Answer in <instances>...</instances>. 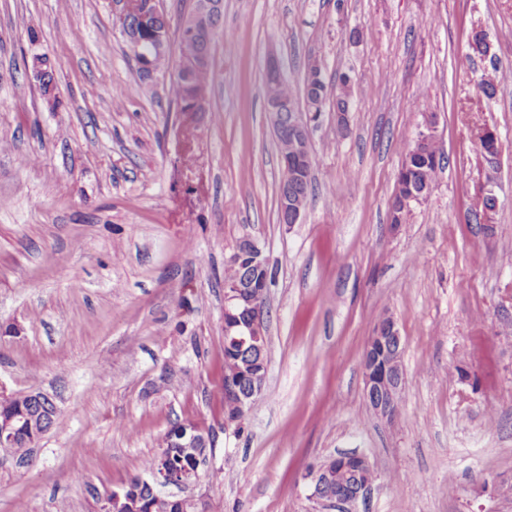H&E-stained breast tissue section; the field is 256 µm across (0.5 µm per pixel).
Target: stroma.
I'll use <instances>...</instances> for the list:
<instances>
[{
	"mask_svg": "<svg viewBox=\"0 0 512 512\" xmlns=\"http://www.w3.org/2000/svg\"><path fill=\"white\" fill-rule=\"evenodd\" d=\"M115 0H0V385L58 414L32 463L0 457V512H99L173 423L216 434L205 512H322L306 474L356 453L359 512H512V0H224L206 110L141 81ZM488 56L468 59L474 32ZM47 56L52 95L32 68ZM351 78L311 130L301 223L282 224L264 71ZM509 75L486 99L481 75ZM445 158L404 224L389 202L424 113ZM495 127L496 162L475 126ZM493 235L472 216L485 182ZM251 234L273 268L262 395L224 423V264ZM402 337L400 414L361 358L383 315Z\"/></svg>",
	"mask_w": 512,
	"mask_h": 512,
	"instance_id": "35a3bbf8",
	"label": "stroma"
}]
</instances>
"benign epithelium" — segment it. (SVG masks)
Instances as JSON below:
<instances>
[{
  "instance_id": "benign-epithelium-1",
  "label": "benign epithelium",
  "mask_w": 512,
  "mask_h": 512,
  "mask_svg": "<svg viewBox=\"0 0 512 512\" xmlns=\"http://www.w3.org/2000/svg\"><path fill=\"white\" fill-rule=\"evenodd\" d=\"M120 9L116 12L115 24L123 33H129L126 19L130 15H149L159 10L158 0H118ZM267 112L274 128L281 126L284 102L272 89L266 90ZM318 112H298L288 127L295 142V157H283L286 178L303 180L307 174L304 163L310 160L311 148L309 130L320 122ZM474 140L480 153L489 161L497 158L500 151L499 136L495 129L481 126L473 133ZM431 190V185L420 186L414 181L408 182V193L400 197V206L408 210L412 204L424 200ZM499 199L492 189H485L480 198V216L483 219V232L487 235L494 233L493 216L497 211ZM281 208L284 223L292 225L300 223L306 210V201L299 196L282 194ZM235 260L248 259L253 276L249 280H236L224 286V319L238 318L236 311L245 307V331L250 336L264 335L266 312L264 307L256 305L248 299L251 288H268L271 266L263 246L249 233H244L234 251ZM402 340L396 322L390 316L383 317L371 336L363 356V371L365 377V392L369 406L378 416L392 421L399 413L401 395L405 388V374L400 362ZM265 376L249 375L250 385L245 391L237 386L227 389L239 400L242 409H247L255 398L261 394ZM32 404L44 403L43 394L8 393L0 386V446L13 438L16 424L30 419L23 401ZM212 436L201 431L193 423H176L172 425L165 436L164 446L180 448H204L211 445ZM166 455L159 452V464L151 472L146 483L151 488L177 486L181 489L194 487L201 477V469L186 472L179 476L168 472L165 467ZM370 465L363 455L351 454L328 458L318 467L310 470L307 478L311 481V498L323 507H334L336 512H354L358 502L369 490V485H348V473L359 474Z\"/></svg>"
}]
</instances>
